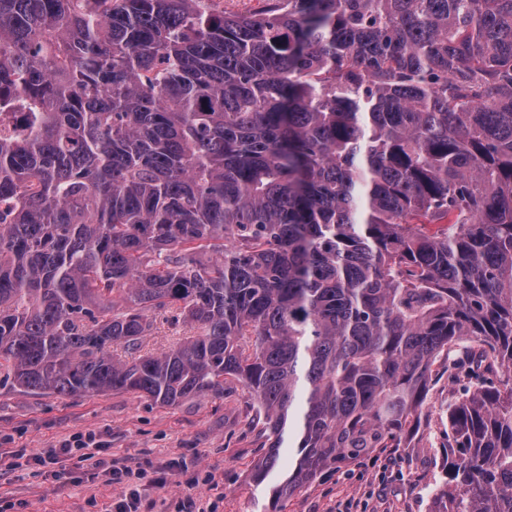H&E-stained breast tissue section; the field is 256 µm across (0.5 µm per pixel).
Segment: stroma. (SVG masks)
<instances>
[{
	"mask_svg": "<svg viewBox=\"0 0 512 512\" xmlns=\"http://www.w3.org/2000/svg\"><path fill=\"white\" fill-rule=\"evenodd\" d=\"M459 395L439 368L422 409L417 435L396 453L381 451L326 474L293 498L275 502L273 488L288 471H272L264 483L251 471L262 454L254 403L242 387L221 399L195 396L159 406L133 393L66 397L0 386V450L37 453L60 447L70 435L93 432L118 467L160 471L163 486L138 481L143 499L159 512H177L180 501L206 505L221 493L216 512H334L358 503L364 512H427L430 490L443 480L449 403ZM76 482L54 480L47 466L11 468L0 463V512H113L128 483L94 476L91 462L74 467ZM211 477L217 491L200 483Z\"/></svg>",
	"mask_w": 512,
	"mask_h": 512,
	"instance_id": "35a3bbf8",
	"label": "stroma"
}]
</instances>
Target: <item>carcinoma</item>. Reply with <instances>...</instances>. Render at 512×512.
Instances as JSON below:
<instances>
[{"label": "carcinoma", "mask_w": 512, "mask_h": 512, "mask_svg": "<svg viewBox=\"0 0 512 512\" xmlns=\"http://www.w3.org/2000/svg\"><path fill=\"white\" fill-rule=\"evenodd\" d=\"M207 2L0 0V385L238 384L279 502L468 365L428 512H512V0ZM215 12H223L225 15H245L264 6L263 0H223L221 4L211 3ZM193 330L182 321L171 323L162 316L157 317L154 329L150 336H146L142 345V352H160L191 336Z\"/></svg>", "instance_id": "cac0c4a2"}]
</instances>
